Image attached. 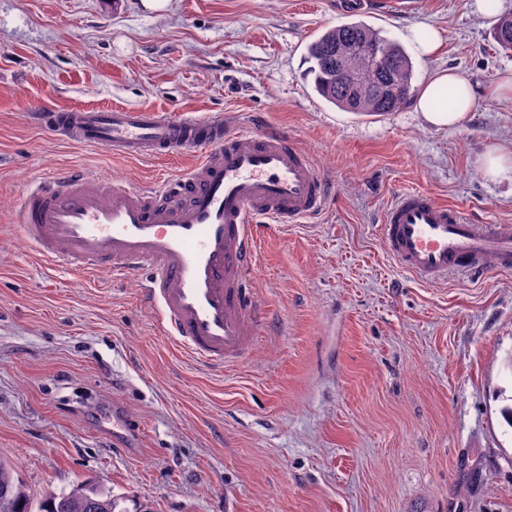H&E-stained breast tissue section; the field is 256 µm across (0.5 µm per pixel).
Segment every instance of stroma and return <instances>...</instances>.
<instances>
[{
	"mask_svg": "<svg viewBox=\"0 0 512 512\" xmlns=\"http://www.w3.org/2000/svg\"><path fill=\"white\" fill-rule=\"evenodd\" d=\"M0 0V457L31 494L101 486L125 512H512V271L423 283L379 235L399 193L417 190L491 224H512V75L493 39L512 0ZM361 21L407 46L414 86L452 68L478 90L457 126L412 106L339 110L313 89L306 47ZM117 104L255 119L288 134L330 186L324 210L265 223L253 271L266 314L252 351L197 366L158 331L139 277L40 262L16 220L29 184L72 169L141 187L195 152L132 160L36 127L35 112ZM125 407L134 445L112 442ZM510 169L512 171V152L495 149L487 154L484 161V170L489 176L499 177Z\"/></svg>",
	"mask_w": 512,
	"mask_h": 512,
	"instance_id": "1",
	"label": "stroma"
}]
</instances>
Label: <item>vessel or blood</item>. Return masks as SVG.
<instances>
[{
	"label": "vessel or blood",
	"instance_id": "b4317fda",
	"mask_svg": "<svg viewBox=\"0 0 512 512\" xmlns=\"http://www.w3.org/2000/svg\"><path fill=\"white\" fill-rule=\"evenodd\" d=\"M36 125L129 159L202 150L176 178L133 188L77 170L36 180L18 215L38 255L57 268L140 276V299L160 330L212 366L251 350L260 320L250 273L259 219L286 229L325 208L329 186L282 132L240 134L222 121L128 107L37 112ZM380 236L398 266L429 283L488 263L512 270V225L477 224L429 193L398 195Z\"/></svg>",
	"mask_w": 512,
	"mask_h": 512
}]
</instances>
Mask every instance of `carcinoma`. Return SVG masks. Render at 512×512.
<instances>
[{
  "instance_id": "obj_1",
  "label": "carcinoma",
  "mask_w": 512,
  "mask_h": 512,
  "mask_svg": "<svg viewBox=\"0 0 512 512\" xmlns=\"http://www.w3.org/2000/svg\"><path fill=\"white\" fill-rule=\"evenodd\" d=\"M494 40L506 50L512 49V15H502L493 28ZM373 45L382 56L381 70L362 73L353 94L344 88L343 76L336 71V56H348L353 66L361 65L355 53L359 46ZM308 74L314 90L327 102L345 112L384 115L397 112L413 97L414 66L398 43L362 22L344 23L327 30L308 46ZM119 502L111 494L96 491L46 490L38 507H32L30 495L15 475L10 463L0 459V512H119Z\"/></svg>"
}]
</instances>
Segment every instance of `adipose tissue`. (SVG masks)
<instances>
[{
	"label": "adipose tissue",
	"mask_w": 512,
	"mask_h": 512,
	"mask_svg": "<svg viewBox=\"0 0 512 512\" xmlns=\"http://www.w3.org/2000/svg\"><path fill=\"white\" fill-rule=\"evenodd\" d=\"M454 91L451 102L439 101L441 87ZM476 90L472 82L460 72L448 69L434 73L432 78L419 90L415 100V111L421 112L427 124L434 127H453L458 125L471 111L476 99Z\"/></svg>",
	"instance_id": "ef3b65f1"
}]
</instances>
